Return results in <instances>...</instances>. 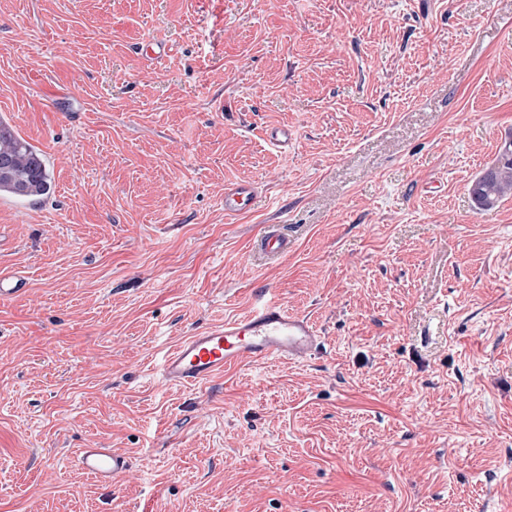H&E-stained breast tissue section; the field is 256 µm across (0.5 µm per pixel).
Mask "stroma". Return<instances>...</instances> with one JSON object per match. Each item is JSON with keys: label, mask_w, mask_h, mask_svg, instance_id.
Segmentation results:
<instances>
[{"label": "stroma", "mask_w": 512, "mask_h": 512, "mask_svg": "<svg viewBox=\"0 0 512 512\" xmlns=\"http://www.w3.org/2000/svg\"><path fill=\"white\" fill-rule=\"evenodd\" d=\"M0 115L54 184L0 209V512H512V0H0ZM261 288L321 352L159 379ZM469 192L479 211H489L512 195V134L505 137L492 164L472 181ZM256 193L253 184L233 183L224 187V211L246 213L254 208ZM289 241L276 229L269 230L261 240L260 249L269 257H277L288 252ZM27 281L14 272L0 270V302L16 297L26 291ZM75 461L84 474L99 483L112 484V477L126 473L131 462L109 448H79Z\"/></svg>", "instance_id": "1"}]
</instances>
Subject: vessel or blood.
<instances>
[{
    "instance_id": "vessel-or-blood-1",
    "label": "vessel or blood",
    "mask_w": 512,
    "mask_h": 512,
    "mask_svg": "<svg viewBox=\"0 0 512 512\" xmlns=\"http://www.w3.org/2000/svg\"><path fill=\"white\" fill-rule=\"evenodd\" d=\"M255 188L248 183H233L224 189V210L230 214L253 209ZM288 239L278 230H269L260 249L269 257L287 253ZM27 281L14 272L0 270V302L25 292ZM322 347V338L305 317L293 314L272 299L258 303L246 314L194 332L165 354L160 376L172 385H198L223 374L226 368L247 357L260 360L301 358ZM75 461L84 474L99 483H111L114 476L126 473L131 462L108 448L78 449Z\"/></svg>"
}]
</instances>
